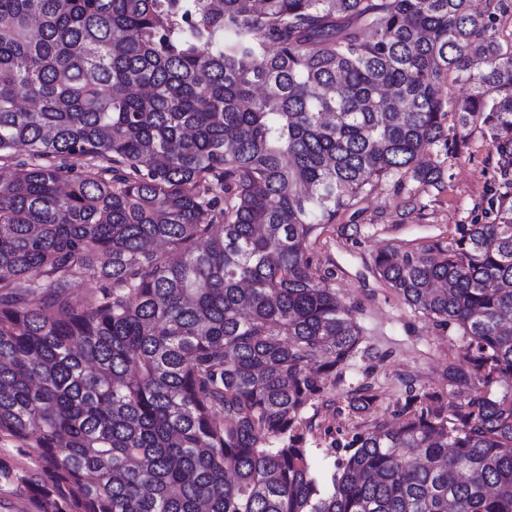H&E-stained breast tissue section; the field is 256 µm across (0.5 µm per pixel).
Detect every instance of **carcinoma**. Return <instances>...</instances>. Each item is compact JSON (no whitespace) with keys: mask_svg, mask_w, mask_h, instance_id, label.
<instances>
[{"mask_svg":"<svg viewBox=\"0 0 512 512\" xmlns=\"http://www.w3.org/2000/svg\"><path fill=\"white\" fill-rule=\"evenodd\" d=\"M512 0H0V437L39 512H512ZM469 86L447 126L445 80ZM478 132L497 221L379 252L452 399L333 440L362 327L310 244ZM24 148L27 158L16 160ZM96 284L76 297L77 282ZM357 412L369 384L347 396Z\"/></svg>","mask_w":512,"mask_h":512,"instance_id":"cac0c4a2","label":"carcinoma"}]
</instances>
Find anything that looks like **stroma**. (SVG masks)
Returning a JSON list of instances; mask_svg holds the SVG:
<instances>
[{
  "label": "stroma",
  "mask_w": 512,
  "mask_h": 512,
  "mask_svg": "<svg viewBox=\"0 0 512 512\" xmlns=\"http://www.w3.org/2000/svg\"><path fill=\"white\" fill-rule=\"evenodd\" d=\"M438 161L440 189L409 178L380 180L354 207L324 225L312 242L315 261L329 272V287L354 307L364 331L358 352L330 388V400L304 412L314 434L327 431L341 440L353 426L390 418L411 387L442 396L449 391L446 373L455 329L435 326L373 273V258L383 249L444 242L457 225L493 220L499 175L485 139L472 134L458 151ZM366 380L378 400L370 411L357 413L348 408L346 393ZM43 466L40 449L0 437V512H38L30 483Z\"/></svg>",
  "instance_id": "stroma-1"
}]
</instances>
